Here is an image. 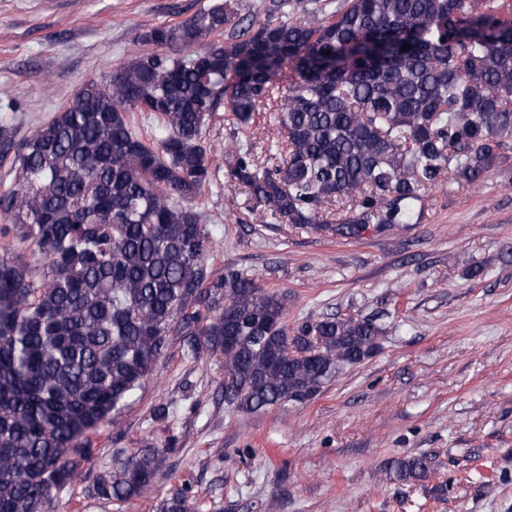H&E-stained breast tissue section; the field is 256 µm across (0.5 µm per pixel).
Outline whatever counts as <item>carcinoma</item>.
Wrapping results in <instances>:
<instances>
[{"mask_svg": "<svg viewBox=\"0 0 512 512\" xmlns=\"http://www.w3.org/2000/svg\"><path fill=\"white\" fill-rule=\"evenodd\" d=\"M142 42L151 49L83 82L19 144L0 130L16 167L0 218L38 255L0 258V512H51L89 434L141 388L176 324L222 354L227 400L246 413L306 402L378 351L372 319L290 330L286 296L256 275L208 277L213 242L192 203L212 179L202 131L219 107L246 131L277 103L288 143L269 140L263 161L231 144L229 186L263 219L345 239L410 223L426 190L475 184L512 151V16L496 0H273L246 26L225 0ZM128 112L161 121L155 143ZM160 465L142 450L100 473L92 496L129 502ZM393 471L424 481L435 460ZM158 512H189L187 490Z\"/></svg>", "mask_w": 512, "mask_h": 512, "instance_id": "carcinoma-1", "label": "carcinoma"}]
</instances>
